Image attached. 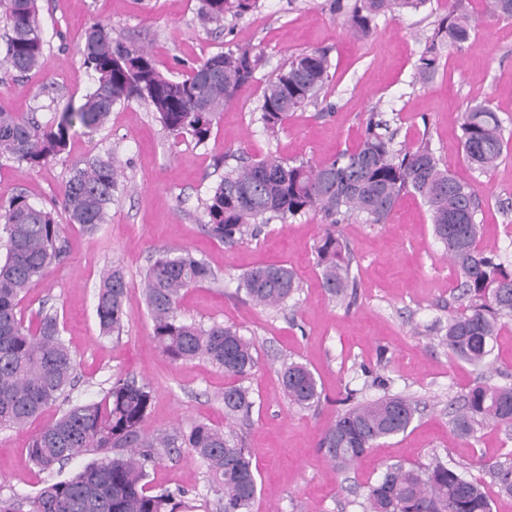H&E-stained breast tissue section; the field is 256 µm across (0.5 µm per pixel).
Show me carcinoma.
I'll return each mask as SVG.
<instances>
[{
  "instance_id": "1",
  "label": "carcinoma",
  "mask_w": 512,
  "mask_h": 512,
  "mask_svg": "<svg viewBox=\"0 0 512 512\" xmlns=\"http://www.w3.org/2000/svg\"><path fill=\"white\" fill-rule=\"evenodd\" d=\"M260 0H199L197 17L204 27L222 25L259 8ZM427 0H334L351 33L367 37L377 16L417 10ZM490 13L511 19L512 0H485ZM4 19V55L0 68L19 76L38 69L47 40L38 20L37 0H0ZM476 21L452 9L437 23L422 55L419 76L437 69L442 50L460 47L475 31ZM96 77L84 101H69L43 122L37 112L26 115L0 108V159L35 170L63 154L76 128L105 126L115 107L145 103L169 134L206 143L224 105L254 77L253 48L236 45L198 61L177 76L162 72L151 51L112 37V27L94 22L85 29L79 48ZM330 63L317 51L301 53L270 79L262 94L259 121L275 134L295 111L318 100L329 82ZM383 122L369 121L364 137L351 151L318 165H290L273 157L239 165L224 173L205 201L209 235L235 243L256 234L274 219L285 221L308 211L321 213L328 228L316 248L322 287L343 298L353 287L347 246L335 226L352 215L384 224L405 193L427 205L435 238L460 275L458 288L467 300L462 312L448 319L444 342L459 361L480 371L477 383L449 404L453 432L463 438L487 425H512V384H491L484 373L491 343L503 320L512 318V268L478 248L479 201L474 188L442 165L429 141L398 149L382 132ZM462 148L470 168L494 169L507 142L497 112L477 104L462 115ZM122 171L114 155H95L74 166L51 208L37 207L22 195L0 202V428L21 429L55 404L73 383L75 360L60 335L57 318L46 315L25 323L19 310L31 284L60 262L64 254L61 209L67 223L95 231L106 223L108 209L121 187ZM207 263L189 250L160 252L148 267L143 295L152 335L174 360L207 358L224 370V415L249 416L255 401L245 382L257 365L254 344L230 325L188 322L178 313L183 291L212 280ZM127 281L113 266L101 278L96 316L104 336L122 332L129 317ZM299 288L295 272L269 265L245 271L239 289L266 309H281ZM283 390L300 408L320 399L317 380L304 364L280 370ZM150 391L130 376H118L105 397L78 405L32 434L29 461L47 471L69 459L94 452L100 462L68 478L44 485L29 500V512H173L180 489L148 487V469L158 462L156 449L185 448L203 461L211 489L224 512H252L258 482L248 451L231 431L192 422L172 432L149 434L144 423ZM416 406L401 395L385 394L344 409L321 435L319 445L339 471H347L374 444L405 432ZM501 494L512 496V466H488ZM365 512H491L481 483L461 477L437 461L424 469L393 463L369 487Z\"/></svg>"
}]
</instances>
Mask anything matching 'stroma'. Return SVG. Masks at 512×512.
<instances>
[{
    "label": "stroma",
    "instance_id": "35a3bbf8",
    "mask_svg": "<svg viewBox=\"0 0 512 512\" xmlns=\"http://www.w3.org/2000/svg\"><path fill=\"white\" fill-rule=\"evenodd\" d=\"M477 28L458 48L443 49L430 80L418 65L446 0H427L416 11L379 16L368 37L354 36L333 0H260L257 11L223 26H201L198 0H39V21L49 44L38 71L24 78L0 69V108L49 118L68 98L95 89L76 45L84 29L102 21L114 38L151 49L163 72L236 44H249L259 63L251 84L225 105L207 143L171 136L145 104L114 108L109 122L71 139L60 158L29 172L0 160V201L25 193L50 206L71 167L113 151L124 169L123 189L107 224L94 233L66 226L65 254L35 282L20 308L25 321L57 315L61 336L76 361L65 400L22 429H0V498L26 505L45 484L68 478L94 461L74 457L42 471L27 458L30 436L69 408L104 398L113 379L130 375L148 385L152 402L145 422L164 431L201 421L231 427L248 449L260 491L254 512H364L368 486L387 465L454 466L485 483L492 512H512V497L490 483L489 465H512V427H484L469 438L452 430L448 405L476 382L471 366L456 360L442 338L448 318L464 308L457 272L432 232L422 199L402 196L387 223L352 217L336 227L351 251L356 286L351 299L331 298L316 266L315 249L327 222L309 212L263 225L255 236L227 245L204 231L203 204L225 170L239 158L275 156L294 164L325 162L353 148L369 119L385 121L398 147L429 140L437 157L479 199L480 248L512 265V19L486 12L482 0H457ZM327 55L330 80L318 101L294 112L276 137L258 122L266 83L295 55ZM485 102L498 113L507 149L489 173L472 170L462 151L461 116ZM190 249L215 278L185 292L183 319L235 326L256 348L249 383L255 405L248 419L224 420V372L207 359L174 360L152 336L143 297V274L164 250ZM292 268L300 287L284 310L248 303L238 277L261 265ZM121 266L128 284L129 318L120 336L99 332L95 295L103 271ZM300 362L318 381L321 398L308 409L291 405L278 378L282 364ZM388 391L418 406L401 434L380 440L355 466L337 471L319 447L324 430L346 406L349 393L375 397L374 377ZM150 469L155 487L185 492L177 512H219L206 468L189 452L160 451Z\"/></svg>",
    "mask_w": 512,
    "mask_h": 512
}]
</instances>
